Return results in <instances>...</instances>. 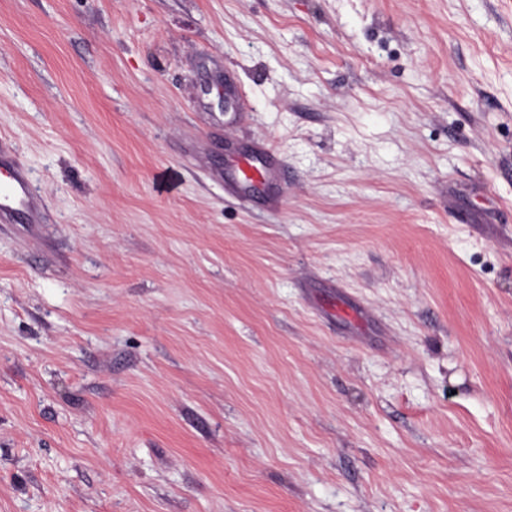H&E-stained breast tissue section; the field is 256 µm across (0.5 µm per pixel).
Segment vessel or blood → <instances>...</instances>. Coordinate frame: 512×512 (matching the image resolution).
Instances as JSON below:
<instances>
[{
	"label": "vessel or blood",
	"instance_id": "1",
	"mask_svg": "<svg viewBox=\"0 0 512 512\" xmlns=\"http://www.w3.org/2000/svg\"><path fill=\"white\" fill-rule=\"evenodd\" d=\"M224 186L251 199L276 200L283 191V165L275 148L257 144L233 172L225 174ZM40 210L24 165L0 144V223L36 224Z\"/></svg>",
	"mask_w": 512,
	"mask_h": 512
}]
</instances>
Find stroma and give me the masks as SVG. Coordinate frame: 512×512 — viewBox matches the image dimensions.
Masks as SVG:
<instances>
[{"label": "stroma", "mask_w": 512, "mask_h": 512, "mask_svg": "<svg viewBox=\"0 0 512 512\" xmlns=\"http://www.w3.org/2000/svg\"><path fill=\"white\" fill-rule=\"evenodd\" d=\"M0 138V512H512V0H0ZM40 210L24 165L0 141V223L39 224ZM283 179V165L276 149L263 142L241 159L233 172H224V187L267 203L283 193Z\"/></svg>", "instance_id": "35a3bbf8"}]
</instances>
